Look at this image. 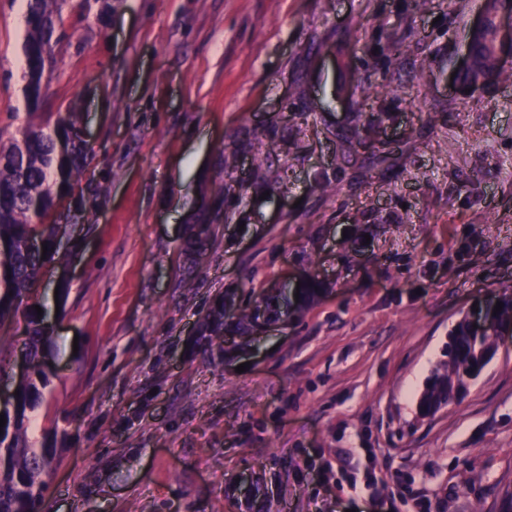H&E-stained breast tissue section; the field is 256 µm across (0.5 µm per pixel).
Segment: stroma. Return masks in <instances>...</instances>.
Masks as SVG:
<instances>
[{
  "label": "stroma",
  "instance_id": "obj_1",
  "mask_svg": "<svg viewBox=\"0 0 512 512\" xmlns=\"http://www.w3.org/2000/svg\"><path fill=\"white\" fill-rule=\"evenodd\" d=\"M483 4L112 0L66 26L41 113H80L90 160L37 288L44 512H512V338L419 410L451 327L512 285V83L463 79ZM22 15L0 0L5 143L30 120ZM356 108L385 162L337 165ZM298 275L323 284L306 310L199 343L216 300ZM28 330L23 305L0 322L1 383Z\"/></svg>",
  "mask_w": 512,
  "mask_h": 512
}]
</instances>
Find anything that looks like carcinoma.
Instances as JSON below:
<instances>
[{"label":"carcinoma","mask_w":512,"mask_h":512,"mask_svg":"<svg viewBox=\"0 0 512 512\" xmlns=\"http://www.w3.org/2000/svg\"><path fill=\"white\" fill-rule=\"evenodd\" d=\"M69 0H26L27 33L23 52L27 66L24 88L28 108L40 109L39 80L54 47L64 36L63 10ZM112 10V0H78L71 12L77 20L96 12L104 18ZM512 11V0H485L483 29L472 33L477 46L473 66L467 70L469 84L475 89L488 90L500 83L512 81V67L497 55L493 36L495 17L502 11ZM363 113H356L355 123L340 137L360 145L364 140ZM42 136L31 138L28 128L19 131L6 148H0V321L15 311L24 299L37 290L42 269L60 259L56 242L66 234L67 225L51 224L49 220L57 203L72 195L81 185L88 165V152L81 137L79 113H58L53 124H39ZM40 230L47 242V253L32 250L28 239ZM322 282L311 276L299 289V297L289 292L282 295L285 307L303 308L320 294ZM499 301L502 310L485 307L487 331L477 334L463 320L448 332L447 360L442 371L432 377L424 392V409L439 406L466 392L475 369L489 347V337L496 328L512 322V288L506 287ZM272 310L269 298L259 293L252 307H245L224 318V303L214 304L208 314L209 323L218 328L239 330L252 321L260 308ZM52 337L41 326L36 309L30 310V329L25 351L34 365V374L21 378L15 390L19 395L0 404L6 424L0 428V512H40L53 463V449L36 444L28 437L30 413L44 400V390L50 380L39 369V358L49 350Z\"/></svg>","instance_id":"1"}]
</instances>
